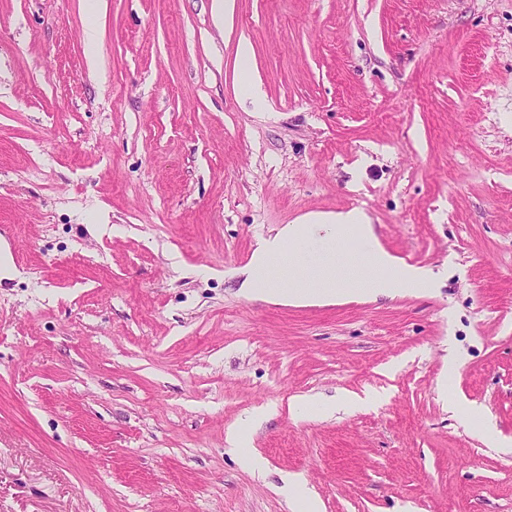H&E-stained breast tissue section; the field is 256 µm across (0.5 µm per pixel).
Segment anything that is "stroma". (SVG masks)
Returning a JSON list of instances; mask_svg holds the SVG:
<instances>
[{
  "label": "stroma",
  "instance_id": "1",
  "mask_svg": "<svg viewBox=\"0 0 512 512\" xmlns=\"http://www.w3.org/2000/svg\"><path fill=\"white\" fill-rule=\"evenodd\" d=\"M211 3L0 0V512H512V0ZM351 208L439 287L226 276ZM226 442L227 450L231 453L238 454L243 466L252 470H261L263 468V461L260 457L253 454L243 455L239 452V448H242L244 445V426H239L228 432Z\"/></svg>",
  "mask_w": 512,
  "mask_h": 512
}]
</instances>
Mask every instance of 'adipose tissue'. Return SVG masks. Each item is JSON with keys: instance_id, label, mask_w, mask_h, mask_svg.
Wrapping results in <instances>:
<instances>
[{"instance_id": "1", "label": "adipose tissue", "mask_w": 512, "mask_h": 512, "mask_svg": "<svg viewBox=\"0 0 512 512\" xmlns=\"http://www.w3.org/2000/svg\"><path fill=\"white\" fill-rule=\"evenodd\" d=\"M350 238L360 243L353 255L344 247ZM277 266L286 275L273 277ZM244 274L249 296L296 306L417 295L437 285L431 269L397 265L359 208L308 213L260 238Z\"/></svg>"}]
</instances>
